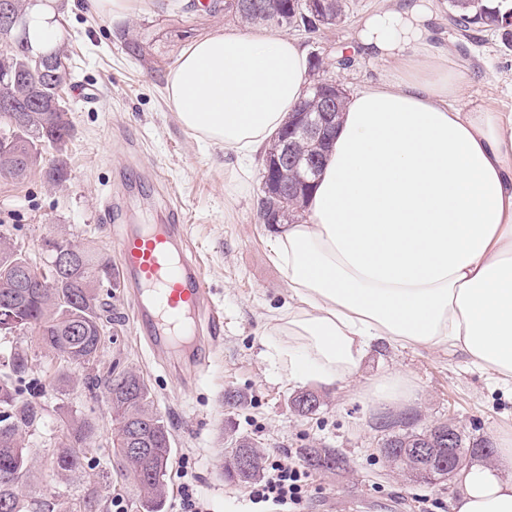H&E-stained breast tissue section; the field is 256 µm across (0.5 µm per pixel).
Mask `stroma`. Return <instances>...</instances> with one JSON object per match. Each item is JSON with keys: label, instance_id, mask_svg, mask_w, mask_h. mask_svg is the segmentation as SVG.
<instances>
[{"label": "stroma", "instance_id": "35a3bbf8", "mask_svg": "<svg viewBox=\"0 0 512 512\" xmlns=\"http://www.w3.org/2000/svg\"><path fill=\"white\" fill-rule=\"evenodd\" d=\"M185 2L138 0L131 13L114 21L90 0H67L65 19L76 60L75 86L66 96L75 129L65 153L67 179L53 185L39 173L22 182L0 177V224L10 226L11 244L41 269L46 240L90 241L113 261L118 222L164 224L171 209L180 212L188 252L202 264L211 297L224 314L209 371L188 385L182 372L153 358L132 325L134 301L123 287L111 291L112 318L104 323L95 365L102 373L135 370L151 387L153 407L173 435L165 512H178L187 484L207 499L209 512H247V484L224 477V450L231 437L243 435L270 457L297 455L305 445L346 456L347 470L312 472L305 512H450L456 478L426 484L391 467L379 453L383 433L375 426L377 417H411L419 429L452 419L467 436L494 447L499 429L512 422V398L490 390L485 376L462 357L387 345L369 354L352 381L317 387L323 405L315 415L294 412L291 398L299 387L265 353L268 310L287 303L288 286L268 257L269 228L259 217L263 160L255 158L245 168L223 146L197 141L180 126L165 90L184 47L240 22L227 14L183 12ZM383 4L348 0L344 23L296 35L307 54L322 57L326 76L345 90L375 81L383 71L381 63L366 59L344 69L336 65L357 23ZM437 28L452 58L476 75L458 108L467 111L492 100L511 105L512 47L501 33L479 25L460 33L444 12ZM131 29L148 43L146 59L135 57L121 39V32ZM107 196L116 205L111 224L99 206ZM10 346L26 353L27 376L42 388L46 414L22 432L38 486L65 495L97 484L112 450L106 400H90L60 379L55 357L35 336L0 335V348ZM394 371L410 375L414 399L382 411L365 406L359 387ZM230 390L241 396L237 405L225 400ZM74 413L96 423L89 444L98 466L62 481L45 474L43 453Z\"/></svg>", "mask_w": 512, "mask_h": 512}]
</instances>
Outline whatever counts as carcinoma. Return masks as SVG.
Instances as JSON below:
<instances>
[{"label": "carcinoma", "instance_id": "obj_1", "mask_svg": "<svg viewBox=\"0 0 512 512\" xmlns=\"http://www.w3.org/2000/svg\"><path fill=\"white\" fill-rule=\"evenodd\" d=\"M214 0L211 15L222 11L240 22L274 25L273 14L284 12L300 20L299 30L312 33L316 25L334 24L346 15V0H329L320 19H310L312 12L306 0H235L225 8ZM448 7L458 18V26L469 30L475 25L494 27L512 34V9L503 12L488 5V0H448ZM71 34L64 32L51 44L38 45L32 30L23 41L0 27V177L22 181L40 168L42 153L51 148L58 152L56 164L44 172L46 179L60 183L66 178L64 154L74 136V128L61 91L74 86L71 64ZM347 93L322 89L311 91L298 108L300 112L343 111ZM293 155L325 158V148L313 141L297 137L290 143ZM299 172L288 161L274 174L277 197L275 204L283 216L298 219L305 191L293 190L299 183ZM8 231L0 233V296L18 297V331L35 333L42 346L54 352L63 366L88 369L97 358L101 346V330L106 303L100 300L99 288L117 287L112 282V264L91 245L63 249L83 257L81 264L61 271L48 266L40 288L12 287V272L29 265L22 250L9 243ZM77 325L82 335L69 336L67 328ZM26 357L19 350H8L0 356V512H112V496L103 490L88 488L80 495L43 494L29 479L31 454L21 442V429L37 423L42 405L35 388L24 376ZM83 388L93 394L100 390L109 404L116 428L112 435L113 462L104 484L112 477L129 480L141 512H163L168 466L172 453V433L162 416L154 411L150 388L139 373L132 370L108 371L100 376L84 377ZM95 423L73 415L63 422L53 448L44 455V466L53 475L71 478L83 473L93 461L88 440ZM429 437L428 429L418 430L405 421L402 428L382 438L379 453L388 462L426 482L438 475L434 468L419 465L408 453ZM142 440L147 451L142 455L127 452L132 439ZM249 453L253 463L248 471L241 468V456ZM264 455L247 436H239L224 449V477L240 482L255 479Z\"/></svg>", "mask_w": 512, "mask_h": 512}]
</instances>
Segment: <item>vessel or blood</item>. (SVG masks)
Here are the masks:
<instances>
[{
  "instance_id": "vessel-or-blood-1",
  "label": "vessel or blood",
  "mask_w": 512,
  "mask_h": 512,
  "mask_svg": "<svg viewBox=\"0 0 512 512\" xmlns=\"http://www.w3.org/2000/svg\"><path fill=\"white\" fill-rule=\"evenodd\" d=\"M181 224L121 225L113 235L118 279L136 296L133 320L151 354L186 348L189 369L205 374L208 351L224 324L203 269L185 249Z\"/></svg>"
}]
</instances>
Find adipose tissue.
<instances>
[{
  "label": "adipose tissue",
  "mask_w": 512,
  "mask_h": 512,
  "mask_svg": "<svg viewBox=\"0 0 512 512\" xmlns=\"http://www.w3.org/2000/svg\"><path fill=\"white\" fill-rule=\"evenodd\" d=\"M437 0H395L347 45L384 66L351 94L305 216L271 235L287 304L266 322L296 384L353 379L378 345L443 350L512 392V110L454 105L469 84L435 29ZM310 62L285 34L223 31L183 50L168 100L197 140L247 159L306 96ZM364 403L415 396L390 373ZM495 464L462 472L450 512H512V425Z\"/></svg>",
  "instance_id": "ef3b65f1"
}]
</instances>
